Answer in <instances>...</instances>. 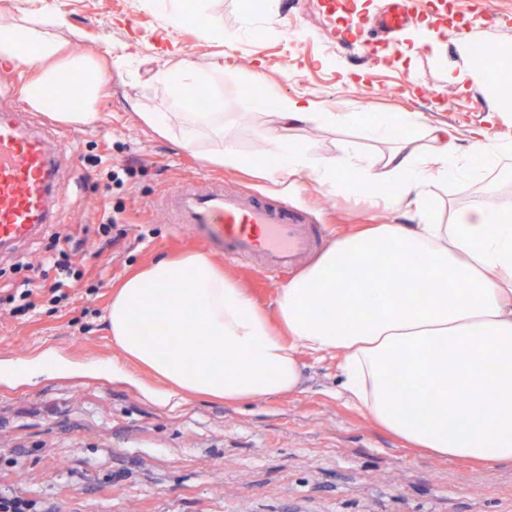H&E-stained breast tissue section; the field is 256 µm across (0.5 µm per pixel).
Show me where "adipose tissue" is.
Masks as SVG:
<instances>
[{
	"label": "adipose tissue",
	"instance_id": "obj_1",
	"mask_svg": "<svg viewBox=\"0 0 512 512\" xmlns=\"http://www.w3.org/2000/svg\"><path fill=\"white\" fill-rule=\"evenodd\" d=\"M66 27L48 7L1 23L0 63L33 68L23 89L32 109L90 125L100 118L104 77L127 71L134 56L115 53L101 65L68 54L59 38ZM21 44L31 49L24 59ZM211 79L190 63L159 70L156 82L173 89L170 109L140 118L160 135L177 134L186 147L206 145L212 163L236 164L237 152L224 142L223 113L185 109V92ZM64 85L79 97V110L58 103ZM272 118L268 151L281 173L388 202L412 221L339 235L279 290L270 309L204 252L158 260L128 277L112 295L107 324L121 355L163 381L160 389L142 386V394L163 403L209 396L229 404L289 396L301 389L304 352L335 361L338 397L412 450L512 467V208L480 197L438 224L429 206L436 181L506 165L512 147L488 145L479 133L464 158L455 132L425 126L419 114L400 113L390 122L370 113L319 112L302 98L279 99ZM358 121L367 135L395 140L380 164L314 156L296 134L304 124L332 130ZM423 133L429 146L420 143ZM375 256L384 264L374 277L351 286L337 279V271L359 270ZM411 280L426 290L420 302L410 299ZM474 342L485 348L487 371L466 363ZM486 397L493 410L479 412Z\"/></svg>",
	"mask_w": 512,
	"mask_h": 512
}]
</instances>
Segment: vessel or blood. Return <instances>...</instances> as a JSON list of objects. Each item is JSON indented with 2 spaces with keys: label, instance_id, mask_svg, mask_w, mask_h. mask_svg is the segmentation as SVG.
Returning a JSON list of instances; mask_svg holds the SVG:
<instances>
[{
  "label": "vessel or blood",
  "instance_id": "b4317fda",
  "mask_svg": "<svg viewBox=\"0 0 512 512\" xmlns=\"http://www.w3.org/2000/svg\"><path fill=\"white\" fill-rule=\"evenodd\" d=\"M423 0H387L385 32L401 30L420 13ZM65 142H52L16 120L0 117V245L29 239L52 221V202L64 191L57 177ZM162 205L170 223L187 224L226 262H244L265 276L295 268L324 241L321 225L308 223L284 201L217 185L199 191L185 185L169 191Z\"/></svg>",
  "mask_w": 512,
  "mask_h": 512
}]
</instances>
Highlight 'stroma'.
Masks as SVG:
<instances>
[{"mask_svg": "<svg viewBox=\"0 0 512 512\" xmlns=\"http://www.w3.org/2000/svg\"><path fill=\"white\" fill-rule=\"evenodd\" d=\"M487 3L483 15L460 0L457 15L413 17L364 59L353 46L325 40L324 0H265L250 29L241 26L249 0H206L175 27L145 0H14L13 7H0V23L44 4L62 13L73 54L104 61L126 46L137 54L134 74L113 73L104 87L101 122L87 126L32 110L22 91L29 69L0 65V114L48 138H69L81 160L76 168L59 161L67 189L53 203L52 224L0 250V292L37 277L51 235L82 233L103 203L123 230L119 244L106 249L87 236L74 258L82 277L61 304L44 303L22 319L0 305V366L41 351L60 363L51 376L0 375V493L32 499L39 512H512V468L481 470L413 454L337 399L334 362L303 356V390L293 396L236 405L192 397L172 407L113 380L117 353L105 325L114 288L161 257L209 252L265 304L292 279L289 271L269 279L227 265L198 235L169 224L159 201L185 180L288 199L331 240L362 224L408 223L392 206L330 193L298 177L285 182L258 168L276 98L302 96L323 112H419L427 124L453 129L464 151L477 131L487 133L489 144L512 143V112L489 111L456 45L461 32L478 42L512 40V27L493 21L497 14L512 17V0ZM180 61L214 71L208 92L224 114V139L247 165H212L141 122L140 113L166 111L172 96L154 73ZM254 84L268 95L264 105L242 93ZM368 84L384 87V94L361 97L360 86ZM302 139L316 156L339 160L356 153L377 161L392 147L369 138L359 124L333 132L309 126ZM97 154L108 166L136 158L142 167L108 189L87 163ZM484 193L512 208V167L474 182H436L430 206L444 222Z\"/></svg>", "mask_w": 512, "mask_h": 512, "instance_id": "35a3bbf8", "label": "stroma"}]
</instances>
